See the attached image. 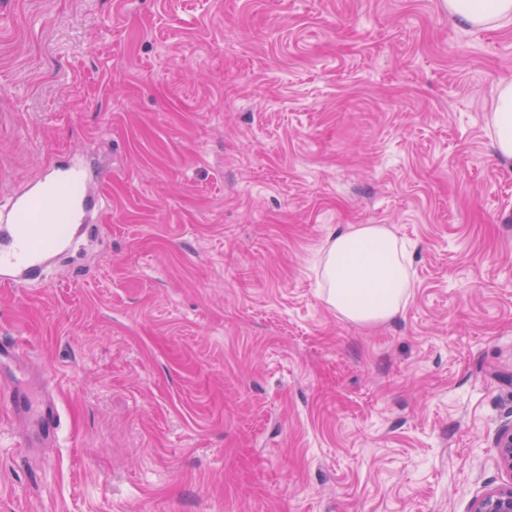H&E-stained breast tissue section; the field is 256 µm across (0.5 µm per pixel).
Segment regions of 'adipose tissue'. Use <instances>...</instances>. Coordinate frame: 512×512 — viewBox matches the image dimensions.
<instances>
[{"label": "adipose tissue", "mask_w": 512, "mask_h": 512, "mask_svg": "<svg viewBox=\"0 0 512 512\" xmlns=\"http://www.w3.org/2000/svg\"><path fill=\"white\" fill-rule=\"evenodd\" d=\"M450 16L473 26L512 24V0H445ZM492 126L499 155L512 159V81L501 82ZM325 302L345 320L365 325L396 317L412 281L393 232L383 224H359L331 234L321 250Z\"/></svg>", "instance_id": "ef3b65f1"}]
</instances>
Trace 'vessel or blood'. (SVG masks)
<instances>
[{
	"label": "vessel or blood",
	"instance_id": "vessel-or-blood-1",
	"mask_svg": "<svg viewBox=\"0 0 512 512\" xmlns=\"http://www.w3.org/2000/svg\"><path fill=\"white\" fill-rule=\"evenodd\" d=\"M93 177L76 159L48 165L26 189L0 204V282L24 287L67 251L80 235L93 232ZM30 348L20 341L0 344V366L25 364ZM0 406L22 424L26 442L53 447L60 415L53 400H33L22 380L0 382Z\"/></svg>",
	"mask_w": 512,
	"mask_h": 512
}]
</instances>
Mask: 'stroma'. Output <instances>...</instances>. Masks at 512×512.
<instances>
[{"instance_id":"35a3bbf8","label":"stroma","mask_w":512,"mask_h":512,"mask_svg":"<svg viewBox=\"0 0 512 512\" xmlns=\"http://www.w3.org/2000/svg\"><path fill=\"white\" fill-rule=\"evenodd\" d=\"M512 26L443 0H0V200L55 157L101 235L27 288L61 414L0 407V512H468L512 420ZM351 224L411 246L364 326L322 299ZM492 126L499 155L512 159V81H502L492 112ZM0 405L22 424L26 442L52 448L58 441L60 415L54 400H33L22 380L1 381Z\"/></svg>"}]
</instances>
